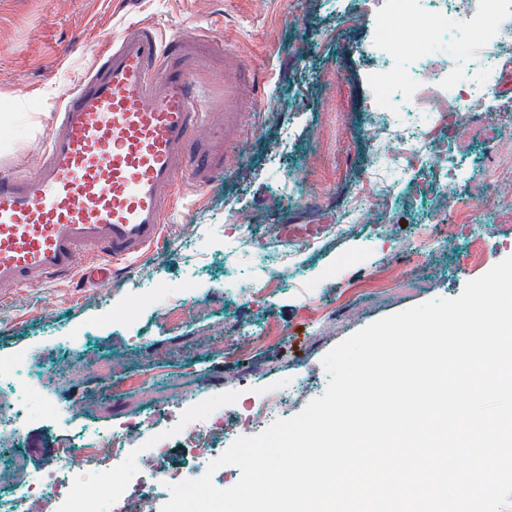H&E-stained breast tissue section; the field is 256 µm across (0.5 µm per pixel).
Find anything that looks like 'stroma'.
Masks as SVG:
<instances>
[{
	"instance_id": "stroma-1",
	"label": "stroma",
	"mask_w": 512,
	"mask_h": 512,
	"mask_svg": "<svg viewBox=\"0 0 512 512\" xmlns=\"http://www.w3.org/2000/svg\"><path fill=\"white\" fill-rule=\"evenodd\" d=\"M354 0H0V157L37 154L52 114L89 70L99 47L133 23L151 20L163 35L195 31L223 40L265 81L251 102L252 125L225 152L228 170L188 194L170 216L161 246L102 287L76 278L42 288H18L0 301V355H24L28 390L55 398L53 411L0 427V470L22 467L35 476L68 441L99 431L126 430L153 412L220 407L268 388L302 387L295 416L326 390L323 359L336 345L377 320L435 299H454L466 284L512 256V125L498 140H475L458 123L435 137L460 146L455 188L446 196L399 182L387 206L327 239L296 252L268 272L278 251L274 226L293 230L334 223L344 190L366 170L367 77L379 63L369 50L372 23L342 25ZM461 196L478 203V223L490 232L482 255L461 259L469 236L442 240L415 254L430 213L453 211ZM261 245L225 253L242 222ZM353 254L361 265L331 278L327 272ZM405 281L382 297L386 269ZM263 298L250 300V283ZM191 284L177 313L143 306L142 294ZM325 307L320 324L307 322L304 288ZM241 331L226 340L224 324ZM280 329L264 334L265 322ZM136 378L126 386L124 378Z\"/></svg>"
}]
</instances>
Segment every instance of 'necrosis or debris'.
<instances>
[{"label":"necrosis or debris","mask_w":512,"mask_h":512,"mask_svg":"<svg viewBox=\"0 0 512 512\" xmlns=\"http://www.w3.org/2000/svg\"><path fill=\"white\" fill-rule=\"evenodd\" d=\"M426 0H356L346 16V24L355 27L364 18H372L376 38L372 48L384 58V65L370 72L365 110L372 117L366 132L373 151V160L363 180L343 201L332 224L322 225L316 236L299 240L298 248L313 250L327 238L344 233L349 225L364 222L368 207L388 199L394 181L410 178L429 179L427 133L411 135L407 127L390 122L389 114L395 98H402L406 111L428 114L433 128L460 121L476 125L487 138L498 137L499 128L481 121L479 108L490 90L489 83H466L449 67H443L440 56L427 40L409 45L394 43L389 34L399 17L418 13ZM471 8L466 0H442V10L436 12L437 25L468 27L476 33L477 42H462L453 46L452 57L479 58L483 73H491L501 54L512 51V28L503 24L505 0H477ZM417 58L413 67L402 66L404 56ZM303 395L301 389H274L260 399L250 402L244 411L226 420L223 410H213L203 418L192 410L166 412V419H178L181 440L185 447H205L210 458L224 452V438L245 437L265 424L271 423ZM78 474L69 455H60L43 477L54 496L55 512H104V506L130 492L139 505V512H157L156 501L160 485L151 479L136 477L131 485L99 484L88 492L77 491Z\"/></svg>","instance_id":"1"}]
</instances>
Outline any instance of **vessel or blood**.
Listing matches in <instances>:
<instances>
[{
  "instance_id": "obj_1",
  "label": "vessel or blood",
  "mask_w": 512,
  "mask_h": 512,
  "mask_svg": "<svg viewBox=\"0 0 512 512\" xmlns=\"http://www.w3.org/2000/svg\"><path fill=\"white\" fill-rule=\"evenodd\" d=\"M250 66L149 20L101 47L54 112L35 169L0 160V290L75 273L108 280L162 242L186 188L228 166L249 122Z\"/></svg>"
}]
</instances>
